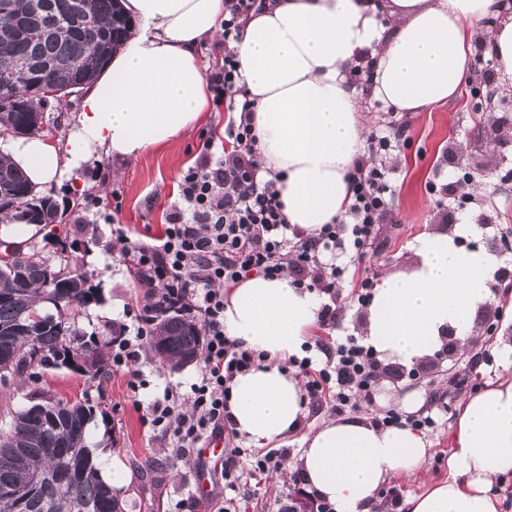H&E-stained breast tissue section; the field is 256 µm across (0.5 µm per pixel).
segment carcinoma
<instances>
[{"label": "carcinoma", "instance_id": "carcinoma-1", "mask_svg": "<svg viewBox=\"0 0 512 512\" xmlns=\"http://www.w3.org/2000/svg\"><path fill=\"white\" fill-rule=\"evenodd\" d=\"M132 20L121 0H0V85H8L16 101L0 104V129L23 126L26 134L46 131L41 99L27 97V82L18 64L25 62L37 79L50 86L90 84L127 39ZM32 111H26V108ZM17 224H55L58 204L39 194L23 171L0 154V218ZM91 288L85 275L55 269L33 254L0 256V352L16 354L15 372L37 364L67 366L95 376L107 374L99 347L74 344L77 331L68 312L88 303ZM51 302L57 315L39 304ZM157 357L182 365L202 351V330L189 319L160 321L152 336ZM58 424L26 406L0 431V482L25 491L21 505L0 499V512H125L112 487L99 477L87 445L92 408L62 399L43 401ZM74 478L57 483L59 472Z\"/></svg>", "mask_w": 512, "mask_h": 512}]
</instances>
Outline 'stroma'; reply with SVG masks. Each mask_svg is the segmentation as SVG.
I'll list each match as a JSON object with an SVG mask.
<instances>
[{
    "label": "stroma",
    "instance_id": "obj_1",
    "mask_svg": "<svg viewBox=\"0 0 512 512\" xmlns=\"http://www.w3.org/2000/svg\"><path fill=\"white\" fill-rule=\"evenodd\" d=\"M480 58L465 76L456 97L427 112H391L362 93L361 115L366 135L381 130L404 133L407 141L388 154L375 156V163L389 169L396 193L384 224L365 257L350 268L351 277L337 286L339 329H318L316 341L334 344L338 334H360L364 309L354 300L355 282L372 278L380 282L389 273L405 271L415 262L412 245L427 233L447 231L449 226L471 219L481 227L478 239L465 238V247L498 244L500 237L512 238V90L490 79L484 41H477ZM227 112L207 113L198 128L180 134L167 146L147 150L132 160L109 156L90 159L83 167V193L76 194L67 180L48 185L62 213V221L32 237L33 251L47 263L65 266L86 275L93 298L79 308L75 327L85 339L110 342L113 320L140 291L119 262L120 243L104 221L95 219L85 205L86 198H99L111 206L113 194L122 197L121 223L132 237L157 233L182 171L193 163L201 136L224 137ZM465 150L468 158L457 164L451 156ZM498 165L496 174L480 192L464 183V173L479 174L488 160ZM456 180L452 195L429 193V182ZM489 304L498 323L493 337L475 336L467 349L427 364L421 375L409 376L407 369L388 365L379 370L378 393L373 402L360 403L356 414L376 417L400 409L403 395L420 390L447 405L448 414L428 435L435 452L420 471L393 481L400 496L420 493L425 487L448 476V448L452 441L458 403L471 393L473 385H487L504 371H512V296L492 286ZM199 362L175 368L162 363L152 346H145L140 368L148 381L146 389L133 394L123 374L95 378L65 367L29 369L23 376L0 381V425H7L12 413L41 398L80 400L91 405L88 446L116 457L131 473L130 483L116 494L126 512H283L295 504V512H310L306 490L292 470L298 465L300 434L284 440L289 455L283 470L269 475L252 474L247 460H240L243 472L237 500L226 505L223 491H216L208 508L192 505L194 458H175L169 440L143 423L148 403L169 384L188 390L199 373Z\"/></svg>",
    "mask_w": 512,
    "mask_h": 512
}]
</instances>
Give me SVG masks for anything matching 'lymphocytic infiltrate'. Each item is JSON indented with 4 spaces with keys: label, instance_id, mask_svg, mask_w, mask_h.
<instances>
[{
    "label": "lymphocytic infiltrate",
    "instance_id": "f902f5d3",
    "mask_svg": "<svg viewBox=\"0 0 512 512\" xmlns=\"http://www.w3.org/2000/svg\"><path fill=\"white\" fill-rule=\"evenodd\" d=\"M207 81L214 105L229 114L224 141L204 138L194 164L182 175L162 233L148 242L131 240L118 221V199L104 216L122 245L123 266L143 291L142 298L125 307L122 319L112 323L111 367L126 374L131 392L139 393L145 385L138 363L159 320L179 315L201 323V368L189 394L166 387L144 419L172 441L179 458L194 454L209 436L229 431L231 383L259 360L224 334L225 288L253 275L289 276L295 287L328 295L319 323L335 325L336 283L348 271L340 258L362 255L391 196L388 171L371 158L392 150L394 141L377 135L368 145V160L351 175L350 223L324 225L314 236L289 237L279 192L259 175L250 122L254 103L246 97L234 55L224 54ZM288 365L303 380L309 408L329 401L342 414L358 400L376 396L378 362L372 347L356 337H344L318 357L290 358Z\"/></svg>",
    "mask_w": 512,
    "mask_h": 512
}]
</instances>
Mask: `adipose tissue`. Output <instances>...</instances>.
<instances>
[{
  "mask_svg": "<svg viewBox=\"0 0 512 512\" xmlns=\"http://www.w3.org/2000/svg\"><path fill=\"white\" fill-rule=\"evenodd\" d=\"M228 0H123L137 26L88 88L64 143L35 134L8 155L33 186L76 174L104 154L130 159L197 127L212 111L200 60L221 30ZM496 18L486 30L487 18ZM487 33L501 85L512 88V15L499 0H264L229 50L254 102L263 179L280 193L290 229L306 236L347 219L349 175L364 154L358 93L366 67L373 96L399 112H424L454 97ZM477 224L418 238L409 271L384 276L366 307V342L379 360L411 367L448 339L465 350L474 315L490 297L499 262ZM321 298L290 278L250 277L224 297V334L262 360L231 384L233 427L262 447L298 430L306 415L289 358L302 357L318 326ZM409 426L379 428L369 417H339L302 439L299 471L311 494L336 512H374L380 487L416 472L431 455ZM512 474V377L458 407L448 478L402 501V512H502L491 479Z\"/></svg>",
  "mask_w": 512,
  "mask_h": 512,
  "instance_id": "1",
  "label": "adipose tissue"
}]
</instances>
